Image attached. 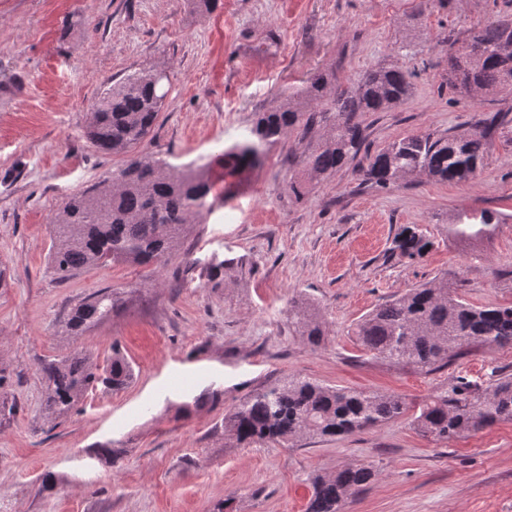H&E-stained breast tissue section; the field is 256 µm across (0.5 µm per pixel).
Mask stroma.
Instances as JSON below:
<instances>
[{
    "label": "stroma",
    "mask_w": 512,
    "mask_h": 512,
    "mask_svg": "<svg viewBox=\"0 0 512 512\" xmlns=\"http://www.w3.org/2000/svg\"><path fill=\"white\" fill-rule=\"evenodd\" d=\"M496 16L493 0H222L210 13L186 0H0V367L17 403L0 421V512H305L312 477L349 462L378 475L345 512H512V422L445 445L406 417L291 448L224 435L226 415L290 375L414 405L457 376L486 385L512 373L510 347H476L425 374L368 358L353 333L376 306L441 276L470 304L512 305V127L469 182L370 188L354 174L360 156L300 198L288 184L303 175L301 147L287 137L246 179L217 181L212 212L157 269L117 263L62 282L48 265L59 205L123 162L87 129L105 90L134 70H167L150 149L181 164L240 139L310 74L397 66L411 74L409 99L362 117L376 151L462 130L491 99L512 108V91L472 99L444 80L448 31ZM461 209L500 223L459 243L448 226ZM412 224L433 247L410 260L391 248ZM215 255L242 260L217 288ZM99 291L119 306L74 334L72 310ZM300 294L329 326L315 348L288 321ZM116 348L132 383L90 390L48 421L42 363L83 353L103 366Z\"/></svg>",
    "instance_id": "obj_1"
}]
</instances>
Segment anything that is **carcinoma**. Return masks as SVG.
<instances>
[{
    "mask_svg": "<svg viewBox=\"0 0 512 512\" xmlns=\"http://www.w3.org/2000/svg\"><path fill=\"white\" fill-rule=\"evenodd\" d=\"M448 83L466 93L512 88V14L505 11L465 36L448 32ZM157 67L134 71L107 90L92 112L88 137L105 154H123L112 170V190L90 187L71 194L53 218L48 260L54 275L66 281L93 266L130 262L159 264L177 247L187 225L212 209L211 164H174L150 151L153 132L169 92V80L156 79ZM408 74L395 66L373 68L356 82L336 83V74L319 72L288 94L280 106L259 112L246 137L224 150V170L242 177L260 166L266 152L287 136L302 145L307 179L336 173L365 146L360 117L386 112L407 100ZM477 112L468 127L445 133L407 136L379 149L360 168L361 183L388 189L420 175L440 182H466L484 167L488 136L506 124L511 110ZM316 128L324 129L317 140ZM500 223L490 210L463 211L449 232L460 242L492 235ZM404 258L422 256L431 242L415 226L404 227L394 240ZM236 258L208 262L214 286ZM118 307L114 295L95 293L72 313L69 328L79 333ZM288 321L312 347L327 335L317 305L300 296L289 302ZM366 354L376 360L411 365L423 373L448 366L475 345L512 347V305L474 307L458 295L448 278L409 289L363 317L354 331ZM44 409L56 420L66 416L83 394L103 385L114 391L132 382L127 358L112 350L101 368L85 357L63 356L44 363ZM410 416L412 425L437 443L512 421V375L481 388L459 377L412 407L399 396L323 385L300 375L279 379L254 393L224 417V433L240 444L289 447L303 437H346ZM370 464L349 463L329 476H316L306 512H344L346 502L376 478Z\"/></svg>",
    "mask_w": 512,
    "mask_h": 512,
    "instance_id": "cac0c4a2",
    "label": "carcinoma"
}]
</instances>
